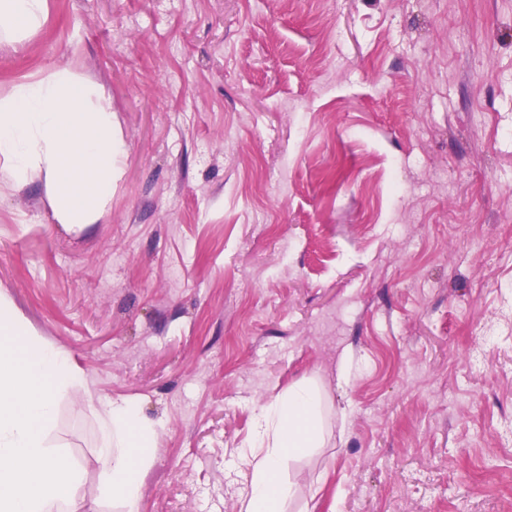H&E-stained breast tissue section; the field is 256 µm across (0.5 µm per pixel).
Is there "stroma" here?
<instances>
[{
  "mask_svg": "<svg viewBox=\"0 0 512 512\" xmlns=\"http://www.w3.org/2000/svg\"><path fill=\"white\" fill-rule=\"evenodd\" d=\"M104 87L109 214L0 182V295L87 391L56 438L100 499L107 402L156 424L141 512H236L254 412L302 379L292 512H512V0H48L0 91Z\"/></svg>",
  "mask_w": 512,
  "mask_h": 512,
  "instance_id": "1",
  "label": "stroma"
}]
</instances>
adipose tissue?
<instances>
[{
	"label": "adipose tissue",
	"instance_id": "obj_1",
	"mask_svg": "<svg viewBox=\"0 0 512 512\" xmlns=\"http://www.w3.org/2000/svg\"><path fill=\"white\" fill-rule=\"evenodd\" d=\"M47 9V0H0V42L28 40L43 26ZM112 117L103 88L71 66L14 83L0 94V178L19 190L40 181L58 223H98L120 177L124 143ZM324 404L321 387L303 379L259 407L256 445L242 452L251 477L239 495V512H284L296 484L282 477V468L323 447ZM155 433L134 402H108L95 461L102 497L119 501L124 512H140V478L153 462Z\"/></svg>",
	"mask_w": 512,
	"mask_h": 512
}]
</instances>
